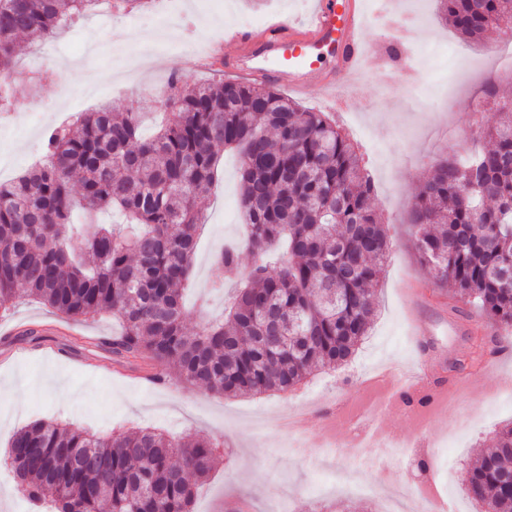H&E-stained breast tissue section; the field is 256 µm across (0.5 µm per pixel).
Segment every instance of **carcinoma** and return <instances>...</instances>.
Masks as SVG:
<instances>
[{
	"label": "carcinoma",
	"mask_w": 512,
	"mask_h": 512,
	"mask_svg": "<svg viewBox=\"0 0 512 512\" xmlns=\"http://www.w3.org/2000/svg\"><path fill=\"white\" fill-rule=\"evenodd\" d=\"M100 0H0V112L12 83L42 75L15 68L17 39L52 37ZM448 22L476 42L512 21V0H441ZM168 118L153 135L139 113L107 103L54 127L46 160L0 182V312L33 298L75 320L112 314L120 332L102 346L122 358L172 366L183 383L222 396L288 392L313 371L349 358L375 315L374 284L391 247L371 208L374 185L336 121L304 110L268 84L170 79ZM494 147L462 166L436 161L407 215L422 264L452 284L451 310L474 303L491 342L512 344V99L498 103ZM238 152L246 249L286 244L281 263H256L224 319L190 334L183 291L194 262L198 198L215 182L218 148ZM86 212L117 208L123 224L73 233V177ZM224 249V274L240 272ZM216 463L214 443L154 430L100 436L31 423L12 437L7 466L34 512H192L196 483ZM512 421L470 469L481 512H512Z\"/></svg>",
	"instance_id": "cac0c4a2"
}]
</instances>
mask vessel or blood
Here are the masks:
<instances>
[{"mask_svg":"<svg viewBox=\"0 0 512 512\" xmlns=\"http://www.w3.org/2000/svg\"><path fill=\"white\" fill-rule=\"evenodd\" d=\"M364 26L362 0H316L310 19L301 24L278 21L257 31L226 29V38L241 48L230 68L295 92L318 86L341 110L348 100L338 88L357 85L370 64Z\"/></svg>","mask_w":512,"mask_h":512,"instance_id":"obj_1","label":"vessel or blood"}]
</instances>
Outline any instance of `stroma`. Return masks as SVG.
<instances>
[{
  "mask_svg": "<svg viewBox=\"0 0 512 512\" xmlns=\"http://www.w3.org/2000/svg\"><path fill=\"white\" fill-rule=\"evenodd\" d=\"M412 3L422 37L394 58V40L377 22L380 0H363V39L372 61L365 96L334 114L360 147L374 184L373 209L392 242L377 286L376 315L351 359L315 372L294 391L262 397H222L173 376L150 385L147 364L101 348L102 339L119 331L111 315L76 321L29 299L0 317V460L13 433L35 419L102 433L152 427L183 438L204 436L217 445L221 462L199 489L195 512H274L281 497L288 512H345L350 505L385 512L392 486L380 466L382 453L340 442L350 431L349 418L382 399L366 381L388 367L406 371L421 361L435 377L448 378L449 361L468 351L471 334L490 333L479 309L467 308L462 318L449 311L444 291L419 259L406 216L431 161L465 160L487 150L483 130L494 121L495 99L512 97V70H501L485 52L499 31L473 43L439 16L437 0H399L403 7ZM311 6L312 0H154L149 13L162 24L189 18L202 23L192 48L178 53H148L151 37L136 11L99 10L38 49L20 41V63L40 69L44 78L35 90L13 85L16 112L0 127V181L37 162L35 150L47 131L73 108L88 112L124 99L142 112L144 131L152 132L171 73L190 85L213 78L198 59L225 26L258 28L276 17L292 21ZM424 51L430 68L417 83L427 87L431 105L415 112V91H401L394 76ZM219 157L217 180L198 201L205 222L184 297L191 330L222 315L228 291L220 286L224 271L216 254L244 235L239 159L227 151ZM413 315L427 330L426 343L409 333ZM481 352L469 370L471 383L454 393V410L430 412L419 427L392 404L384 419L397 453L428 461L427 475L446 512H473L467 471L492 447L497 427L512 421V347L496 353L486 344ZM297 415L307 417L306 426L288 428Z\"/></svg>",
  "mask_w": 512,
  "mask_h": 512,
  "instance_id": "obj_1",
  "label": "stroma"
}]
</instances>
